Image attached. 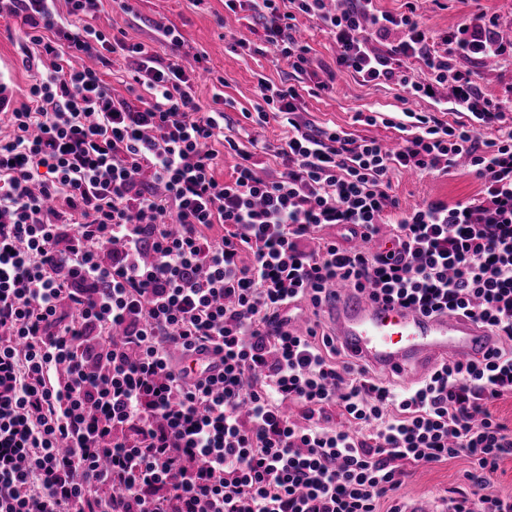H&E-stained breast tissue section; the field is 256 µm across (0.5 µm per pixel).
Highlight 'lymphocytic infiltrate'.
Listing matches in <instances>:
<instances>
[{
	"instance_id": "lymphocytic-infiltrate-1",
	"label": "lymphocytic infiltrate",
	"mask_w": 512,
	"mask_h": 512,
	"mask_svg": "<svg viewBox=\"0 0 512 512\" xmlns=\"http://www.w3.org/2000/svg\"><path fill=\"white\" fill-rule=\"evenodd\" d=\"M248 2L294 71L311 63L288 34L301 12L355 76L411 96L451 85L467 119L408 112L389 149L307 129L296 88L263 79L258 118L288 124L263 149L284 168L258 172L244 151L226 179L223 111H202L178 62L92 26L101 0H68L66 19L55 0H0L36 69L21 106L0 87V512H402L389 497L407 465L462 455L469 489L446 512H512V495L489 490L512 457V428L490 410L512 395V129L482 139L505 104L452 66L502 62L512 45L483 13L439 51L415 14L375 0L336 12L327 0ZM394 27L405 37L389 54L371 49ZM114 54L147 96H114L98 70L71 64ZM463 158L483 181L476 198L403 210L389 193L393 171L445 174ZM386 225L389 247L368 249ZM332 226L363 247L323 238ZM340 284L470 317L493 343L391 384L347 361L320 321L295 328ZM210 351L218 373L187 371L184 357ZM333 407L345 427L331 426Z\"/></svg>"
}]
</instances>
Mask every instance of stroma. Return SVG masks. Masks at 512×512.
<instances>
[{
	"mask_svg": "<svg viewBox=\"0 0 512 512\" xmlns=\"http://www.w3.org/2000/svg\"><path fill=\"white\" fill-rule=\"evenodd\" d=\"M133 12H124L119 0H102L92 24L104 31L124 32L127 39L151 46L160 63L179 57L188 73L194 74V90L202 106L212 104L213 83L224 80V96L229 105L224 109L226 143L220 153L224 158L219 171L231 177L239 161L238 150H251L258 170L278 169L279 161L261 149L249 146L250 139L276 142L286 136L287 125L278 117H270L262 125L248 119L259 100V79L271 85L292 84L302 94L300 120L310 129L337 128L352 137L374 138L384 143L396 141V122L402 121L405 109L438 118L447 124L463 121V114L446 109L432 99H405L394 84L362 82L343 70L336 62V46L324 32L321 23L305 14H297L290 34L310 48L312 64L307 71L294 72L287 62L276 60L265 41V21L253 12L229 10L225 0H132ZM416 12L434 37L451 32L464 17L482 12L492 18L496 30L512 38V0H376L377 9L400 14L408 6ZM172 26L183 38L182 48L165 41L160 28ZM25 40L14 19H0V77L9 80L15 103L26 100L25 92L31 73L25 66ZM375 113L380 121L367 125L358 121V113ZM482 188L481 179L466 166H458L447 174L419 176L393 172L390 193L401 206L411 208L429 200L448 203L467 201ZM470 466L467 457L414 465L397 493L399 501L426 498L434 501L450 492L465 488L463 474Z\"/></svg>",
	"mask_w": 512,
	"mask_h": 512,
	"instance_id": "obj_1",
	"label": "stroma"
}]
</instances>
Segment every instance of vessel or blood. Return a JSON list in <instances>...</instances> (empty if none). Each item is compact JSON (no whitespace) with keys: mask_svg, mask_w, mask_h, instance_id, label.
<instances>
[{"mask_svg":"<svg viewBox=\"0 0 512 512\" xmlns=\"http://www.w3.org/2000/svg\"><path fill=\"white\" fill-rule=\"evenodd\" d=\"M322 312L353 364L409 383L441 360L479 356L491 345L489 331L470 318L427 315L352 288L334 289Z\"/></svg>","mask_w":512,"mask_h":512,"instance_id":"vessel-or-blood-1","label":"vessel or blood"}]
</instances>
